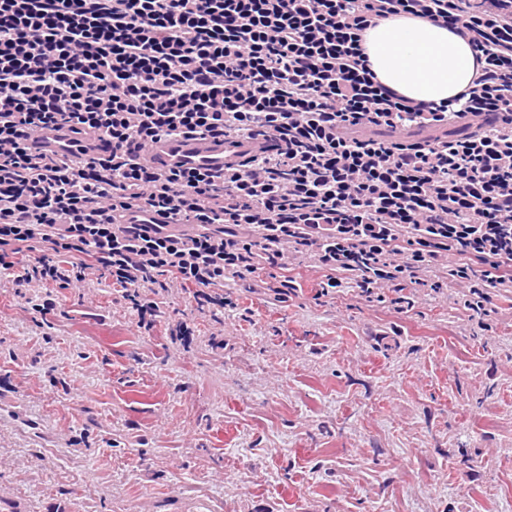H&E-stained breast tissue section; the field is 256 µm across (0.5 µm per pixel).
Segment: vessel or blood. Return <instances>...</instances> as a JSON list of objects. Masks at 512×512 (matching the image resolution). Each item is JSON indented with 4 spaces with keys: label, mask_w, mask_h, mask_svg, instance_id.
Returning a JSON list of instances; mask_svg holds the SVG:
<instances>
[{
    "label": "vessel or blood",
    "mask_w": 512,
    "mask_h": 512,
    "mask_svg": "<svg viewBox=\"0 0 512 512\" xmlns=\"http://www.w3.org/2000/svg\"><path fill=\"white\" fill-rule=\"evenodd\" d=\"M264 139L229 142L220 137L164 138L151 143L146 151L147 162L156 169L168 170L176 166L204 167L215 172L233 170L246 159L260 154L266 147ZM34 155L52 158L108 157L112 145L101 133L62 127L46 129L31 141Z\"/></svg>",
    "instance_id": "b4317fda"
}]
</instances>
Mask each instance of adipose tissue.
Here are the masks:
<instances>
[{
	"label": "adipose tissue",
	"instance_id": "1",
	"mask_svg": "<svg viewBox=\"0 0 512 512\" xmlns=\"http://www.w3.org/2000/svg\"><path fill=\"white\" fill-rule=\"evenodd\" d=\"M376 79L416 102H440L468 89L482 65L466 38L414 16L378 21L363 34Z\"/></svg>",
	"mask_w": 512,
	"mask_h": 512
}]
</instances>
